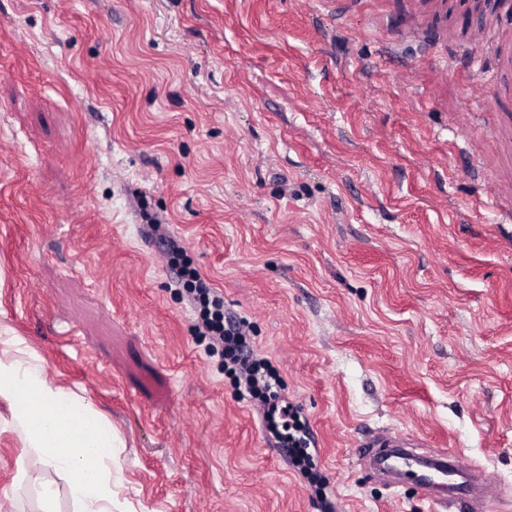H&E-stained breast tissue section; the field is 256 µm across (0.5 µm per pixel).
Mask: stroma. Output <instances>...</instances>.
Segmentation results:
<instances>
[{"instance_id": "1", "label": "stroma", "mask_w": 512, "mask_h": 512, "mask_svg": "<svg viewBox=\"0 0 512 512\" xmlns=\"http://www.w3.org/2000/svg\"><path fill=\"white\" fill-rule=\"evenodd\" d=\"M443 0H0V334L126 439L112 512H446L363 464L402 432L512 512V69ZM244 320L315 489L196 330ZM30 460L0 434V488Z\"/></svg>"}]
</instances>
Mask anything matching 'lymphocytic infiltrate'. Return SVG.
<instances>
[{"mask_svg":"<svg viewBox=\"0 0 512 512\" xmlns=\"http://www.w3.org/2000/svg\"><path fill=\"white\" fill-rule=\"evenodd\" d=\"M171 266L177 282L199 305V320L204 335L221 346L224 371L232 376L237 386L253 397L261 399L279 447L285 448L294 466H311V438L297 408L283 396L281 383L270 368L252 360L245 338V323L224 312V300L217 296L208 279L191 265L185 249L170 243Z\"/></svg>","mask_w":512,"mask_h":512,"instance_id":"lymphocytic-infiltrate-1","label":"lymphocytic infiltrate"}]
</instances>
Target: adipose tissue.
<instances>
[{
	"instance_id": "1",
	"label": "adipose tissue",
	"mask_w": 512,
	"mask_h": 512,
	"mask_svg": "<svg viewBox=\"0 0 512 512\" xmlns=\"http://www.w3.org/2000/svg\"><path fill=\"white\" fill-rule=\"evenodd\" d=\"M0 400L12 408L10 433L33 461L24 477L43 489V512H55L51 472L65 479L73 512H112V455L125 445L122 433L56 384L42 357L7 336H0Z\"/></svg>"
}]
</instances>
